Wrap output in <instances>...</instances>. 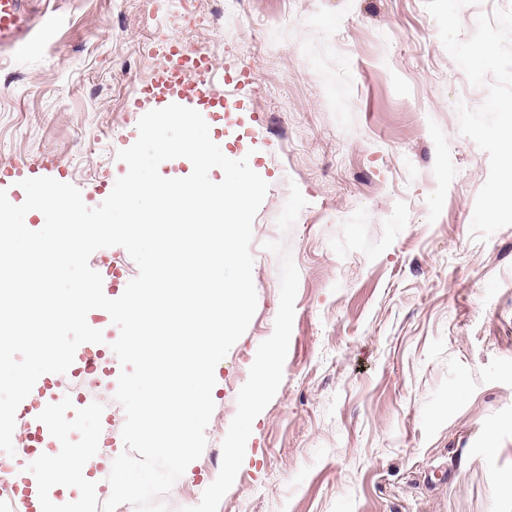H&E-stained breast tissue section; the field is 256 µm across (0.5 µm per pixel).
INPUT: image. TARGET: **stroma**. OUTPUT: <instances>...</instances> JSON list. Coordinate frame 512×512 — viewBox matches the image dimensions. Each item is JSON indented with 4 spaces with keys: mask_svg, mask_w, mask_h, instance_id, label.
I'll return each instance as SVG.
<instances>
[{
    "mask_svg": "<svg viewBox=\"0 0 512 512\" xmlns=\"http://www.w3.org/2000/svg\"><path fill=\"white\" fill-rule=\"evenodd\" d=\"M161 30L211 54L210 137L269 185L256 311L170 512H512V226L471 235L489 157L456 105L486 90L424 0H44L29 49L0 51L10 202L48 165L107 198L155 107ZM89 263L113 286L138 274L120 246Z\"/></svg>",
    "mask_w": 512,
    "mask_h": 512,
    "instance_id": "1",
    "label": "stroma"
}]
</instances>
